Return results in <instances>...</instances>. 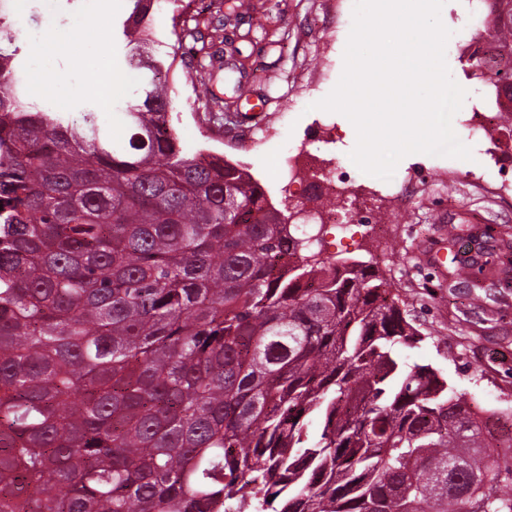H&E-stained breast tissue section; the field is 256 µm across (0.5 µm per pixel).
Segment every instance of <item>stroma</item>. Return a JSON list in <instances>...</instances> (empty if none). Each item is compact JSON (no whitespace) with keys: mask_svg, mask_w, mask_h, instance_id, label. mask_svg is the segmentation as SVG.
Listing matches in <instances>:
<instances>
[{"mask_svg":"<svg viewBox=\"0 0 512 512\" xmlns=\"http://www.w3.org/2000/svg\"><path fill=\"white\" fill-rule=\"evenodd\" d=\"M206 49L197 66L175 62L166 75L178 102L175 124L189 151L201 147L247 167L283 213L296 212L308 184L285 197L275 177L285 154L309 152L321 168L347 173L367 216L387 215V225L366 224L355 234L328 228L322 260L354 258L378 270L421 333L415 347L400 348L407 363L428 364L451 388L467 392L490 428L512 420V141L498 143L472 128L473 110L494 111L495 93L474 76L468 47L487 17L482 0H447L442 18L453 35L448 67L468 96L456 128L472 160L425 156L401 160L391 180L361 172L349 157L356 144L348 119L315 109L338 83L353 21L354 0H197ZM127 0H0L7 20L24 17L18 38L29 71L40 77L45 98L64 97L71 110L87 101L129 99L133 85L118 87L128 71L112 24ZM80 22L84 31L58 39V26ZM331 29L330 48L318 36ZM224 78L223 134H209L195 90L208 63ZM241 84V95L232 87ZM457 240H449V230ZM493 255L482 273L457 282L460 260L479 247Z\"/></svg>","mask_w":512,"mask_h":512,"instance_id":"stroma-1","label":"stroma"}]
</instances>
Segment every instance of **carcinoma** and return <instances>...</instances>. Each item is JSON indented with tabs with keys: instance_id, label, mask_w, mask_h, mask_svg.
Instances as JSON below:
<instances>
[{
	"instance_id": "obj_1",
	"label": "carcinoma",
	"mask_w": 512,
	"mask_h": 512,
	"mask_svg": "<svg viewBox=\"0 0 512 512\" xmlns=\"http://www.w3.org/2000/svg\"><path fill=\"white\" fill-rule=\"evenodd\" d=\"M127 2L108 119L29 101L0 41V512H512V436L401 360L371 266L310 261L246 169L185 151L162 0ZM182 2L177 4L161 3L160 9L155 15V30L157 38L162 41V46L159 47L161 53L165 51L172 52L170 44H173V39L170 38V30L172 24V16L178 15L183 10ZM178 5V7H176Z\"/></svg>"
}]
</instances>
